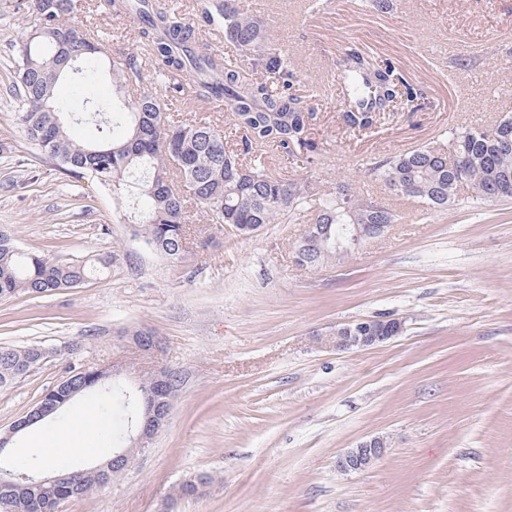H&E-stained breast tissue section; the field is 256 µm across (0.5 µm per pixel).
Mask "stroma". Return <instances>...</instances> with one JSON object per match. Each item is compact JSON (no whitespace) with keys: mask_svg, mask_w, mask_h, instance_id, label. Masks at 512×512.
<instances>
[{"mask_svg":"<svg viewBox=\"0 0 512 512\" xmlns=\"http://www.w3.org/2000/svg\"><path fill=\"white\" fill-rule=\"evenodd\" d=\"M26 0H0V226L21 250L59 261L108 254L111 266L80 287L0 299V346L51 350L38 369L0 388V432L69 372L122 367L130 390L164 369L178 382L169 420L123 475L60 512H512V199L460 189L430 209L391 195L369 173L374 158L447 143L452 130L488 127L512 113V43L489 31L512 23V0H238L261 17L313 111L310 163L260 150L275 173L356 198L398 216L381 237L309 269L295 246L308 219L252 236L217 232L195 210L191 232L208 248L173 263L128 224L111 190L67 176L24 134L12 92L15 46L31 19ZM196 27L199 45L227 55L213 0H163ZM72 21L97 31L108 55L138 47V24L77 0ZM356 47L389 59L424 96L366 135L343 120L336 63ZM98 61L64 79L58 104L70 137L91 142L95 122L72 117L108 100ZM183 120L231 131V114L191 96L173 99ZM390 316L403 331L368 349L319 341L339 323ZM152 329L158 352L130 330ZM387 455L359 473L336 466L363 439ZM213 481L194 498L174 487Z\"/></svg>","mask_w":512,"mask_h":512,"instance_id":"obj_1","label":"stroma"}]
</instances>
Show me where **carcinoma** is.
Instances as JSON below:
<instances>
[{"label":"carcinoma","instance_id":"1","mask_svg":"<svg viewBox=\"0 0 512 512\" xmlns=\"http://www.w3.org/2000/svg\"><path fill=\"white\" fill-rule=\"evenodd\" d=\"M43 2L46 7L34 16L15 56V96L22 104L24 133L63 172L116 193L128 223L141 226L146 243L167 259L179 262L187 254L190 203L203 209L218 230L242 235L303 213L314 224L329 225L333 236L344 224L396 222L384 203L374 216L358 200L345 206L344 188L333 196L320 194L305 181L274 176L258 160L252 165L245 161L255 144L271 143L290 156L311 153L315 145L307 136L312 109L293 90L288 61L272 47L263 22L243 12L236 0H219L216 10L224 21V39L245 57L243 65L199 50L195 28L170 8L151 0H106L113 10L136 18L139 42L147 47L150 62L137 52L112 58V102L77 105L91 120L109 114L98 123L101 136L93 144L69 137L57 106L59 83L47 81L44 69L59 48L83 46L87 51L81 60L90 61L102 54L101 45L92 30L72 24L74 0ZM183 74L189 75L198 99L224 100L239 139L204 120L172 119L160 87L184 92L176 81ZM338 81L343 95L353 99L345 123L359 132L371 129L378 113L423 99L388 59L353 47L339 59ZM115 127L126 128L125 135L111 136ZM448 146L446 151L421 147L379 157L370 171L394 194L434 207L452 203L463 184L480 199H512V117L491 127L456 131ZM296 250L311 268L326 261L302 239ZM107 265L104 256L61 262L39 252H20L14 241L0 239V298L77 288ZM38 350L37 345L0 346V388L36 369L43 362ZM72 379L86 382L79 395H95L109 443L121 442L139 414L137 401L121 388L104 387L81 373ZM42 469L36 455L22 472ZM22 472L0 461V512H59L65 501L112 482L122 469L106 464L99 473L59 486L11 484ZM210 482L212 477L202 474L173 493L178 499L194 497Z\"/></svg>","mask_w":512,"mask_h":512}]
</instances>
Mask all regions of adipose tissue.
Wrapping results in <instances>:
<instances>
[{"label": "adipose tissue", "mask_w": 512, "mask_h": 512, "mask_svg": "<svg viewBox=\"0 0 512 512\" xmlns=\"http://www.w3.org/2000/svg\"><path fill=\"white\" fill-rule=\"evenodd\" d=\"M103 425L93 410H86L79 421L63 423L53 438H45L41 432H33L32 441L43 448L44 467L52 471L66 458L78 453H95L104 447Z\"/></svg>", "instance_id": "adipose-tissue-1"}]
</instances>
